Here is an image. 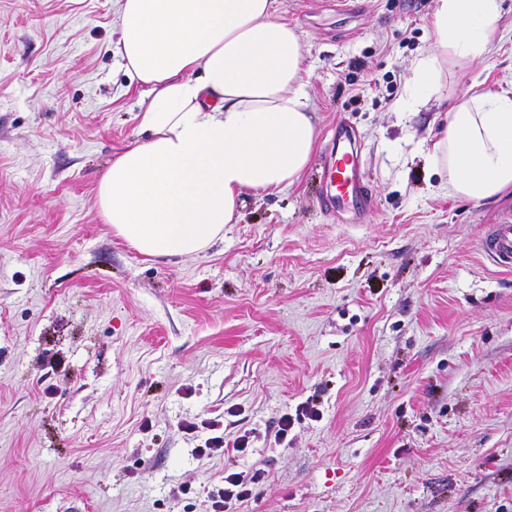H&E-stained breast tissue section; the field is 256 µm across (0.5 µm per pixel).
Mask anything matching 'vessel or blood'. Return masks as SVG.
I'll return each mask as SVG.
<instances>
[{
    "label": "vessel or blood",
    "instance_id": "1",
    "mask_svg": "<svg viewBox=\"0 0 512 512\" xmlns=\"http://www.w3.org/2000/svg\"><path fill=\"white\" fill-rule=\"evenodd\" d=\"M359 150L347 122L336 124L322 166L321 208L330 213L361 218L371 208V196L358 164ZM480 250L495 267L512 270V219L491 225L479 242Z\"/></svg>",
    "mask_w": 512,
    "mask_h": 512
}]
</instances>
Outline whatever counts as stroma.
Masks as SVG:
<instances>
[{
    "label": "stroma",
    "instance_id": "obj_1",
    "mask_svg": "<svg viewBox=\"0 0 512 512\" xmlns=\"http://www.w3.org/2000/svg\"><path fill=\"white\" fill-rule=\"evenodd\" d=\"M434 7L279 0L310 164L180 258L137 253L94 206L139 137L115 0H0V512H200L248 468L237 512H512V270L478 247L512 191L451 195L433 152L457 99L512 87V0L488 58L427 92L409 78ZM341 118L373 198L358 223L317 202ZM194 417L248 448L197 458Z\"/></svg>",
    "mask_w": 512,
    "mask_h": 512
}]
</instances>
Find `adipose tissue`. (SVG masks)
<instances>
[{
	"label": "adipose tissue",
	"instance_id": "obj_1",
	"mask_svg": "<svg viewBox=\"0 0 512 512\" xmlns=\"http://www.w3.org/2000/svg\"><path fill=\"white\" fill-rule=\"evenodd\" d=\"M503 0H436L433 43L412 80L484 60ZM117 51L141 97L140 140L101 172L94 205L138 253H200L250 192L297 184L316 142L300 35L278 0H116ZM434 153L448 190L481 202L512 189V93L453 106Z\"/></svg>",
	"mask_w": 512,
	"mask_h": 512
}]
</instances>
